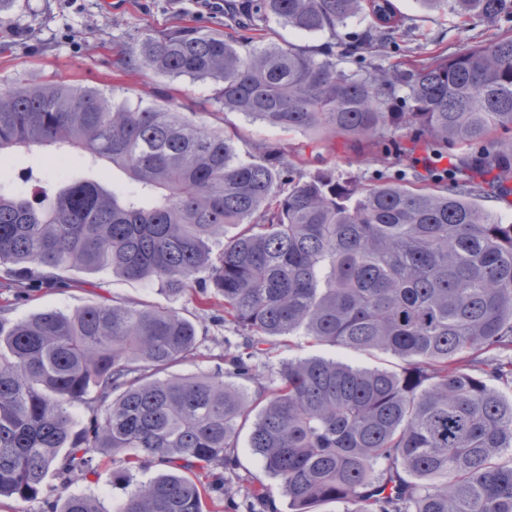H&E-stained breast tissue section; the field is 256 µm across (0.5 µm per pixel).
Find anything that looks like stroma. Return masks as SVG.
I'll list each match as a JSON object with an SVG mask.
<instances>
[{"label": "stroma", "mask_w": 512, "mask_h": 512, "mask_svg": "<svg viewBox=\"0 0 512 512\" xmlns=\"http://www.w3.org/2000/svg\"><path fill=\"white\" fill-rule=\"evenodd\" d=\"M404 24L392 45L376 61L383 67L414 68L463 52L504 36H512V16L486 22L450 11L430 12L421 0H395ZM191 24L223 29V14H211L199 0H17L6 22L0 24V81L44 84L68 81L77 85L114 91L116 98L146 104L175 101L197 121L224 130L233 138L242 160L258 157L257 144L284 148L294 165L295 176H304L330 165L339 178L370 185L398 173H412L414 160L424 159V146L415 147L411 159L385 164L364 145L343 137H322L285 132L251 120L238 112L225 111L214 95L212 82L169 78L149 72L121 68L122 51L143 33L160 34L173 27ZM371 26L359 16L340 28L337 35L309 34L269 20L262 43L291 42L317 49L332 48L336 56L360 41ZM69 285L32 281L24 289L0 288V321L10 323L48 310L73 311L83 305L105 300H133L176 310L192 320L198 330L199 348L189 362L178 366L181 374L214 372L224 367V342L236 339L232 325L219 312L201 314L189 296H172L158 285L135 281L102 269L74 271ZM322 356L359 366H382L400 370L399 360L387 354L374 357L340 346L321 345L298 336L289 348H280L269 359L265 376H272L280 361L288 358ZM236 482L247 489L252 482L265 480L273 512H290L288 499L277 481L266 479L262 463L250 448L239 446ZM95 497L110 512L116 491L112 487V461L98 459V473L85 480L62 482L50 475L41 494L34 499L1 497L0 512H48L60 491Z\"/></svg>", "instance_id": "stroma-1"}]
</instances>
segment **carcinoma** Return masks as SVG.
Returning a JSON list of instances; mask_svg holds the SVG:
<instances>
[{
    "label": "carcinoma",
    "mask_w": 512,
    "mask_h": 512,
    "mask_svg": "<svg viewBox=\"0 0 512 512\" xmlns=\"http://www.w3.org/2000/svg\"><path fill=\"white\" fill-rule=\"evenodd\" d=\"M495 20L507 0H422ZM255 31L274 17L336 34L371 20L358 67L293 44L180 25L123 51L126 67L217 85L224 110L283 131L363 142L385 159L391 127L449 165L362 187L317 169L284 184L285 152L245 162L224 131L172 103L142 105L67 82L0 83V156L49 148L78 165L31 194L0 184V268L21 288L109 269L224 312V373L171 374L196 355L195 325L140 302H97L0 323V497L36 498L112 460L128 492L113 512H205L202 471L237 469L240 432L293 512H512V224L473 199L512 177V37L415 70L367 64L403 24L394 0H243ZM463 147L460 155L448 147ZM108 165L110 188L92 173ZM228 225L239 234L224 238ZM388 354L396 372L321 357L281 362L262 345ZM257 386L249 393L244 383ZM92 415L73 431L72 408ZM164 472L145 482L134 473ZM258 481L233 510L256 512ZM53 512H103L66 495Z\"/></svg>",
    "instance_id": "1"
}]
</instances>
